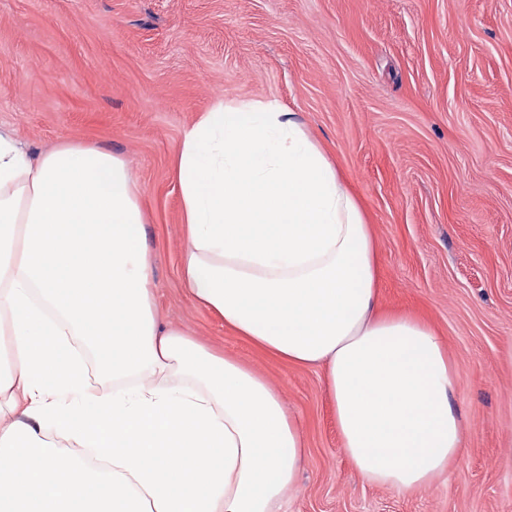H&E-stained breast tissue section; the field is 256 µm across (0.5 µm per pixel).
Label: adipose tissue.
<instances>
[{
	"mask_svg": "<svg viewBox=\"0 0 512 512\" xmlns=\"http://www.w3.org/2000/svg\"><path fill=\"white\" fill-rule=\"evenodd\" d=\"M174 173L192 298L323 368L367 481L412 491L445 472L463 452L459 369L428 324L379 309L371 226L295 113L216 101ZM0 335V512H284L299 428L262 376L159 329L122 157L73 141L32 156L0 133Z\"/></svg>",
	"mask_w": 512,
	"mask_h": 512,
	"instance_id": "ef3b65f1",
	"label": "adipose tissue"
}]
</instances>
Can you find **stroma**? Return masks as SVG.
Segmentation results:
<instances>
[{
  "instance_id": "stroma-1",
  "label": "stroma",
  "mask_w": 512,
  "mask_h": 512,
  "mask_svg": "<svg viewBox=\"0 0 512 512\" xmlns=\"http://www.w3.org/2000/svg\"><path fill=\"white\" fill-rule=\"evenodd\" d=\"M220 98L296 113L362 202L382 309L430 324L458 365L464 452L435 482L365 481L323 369L189 296L174 159ZM0 130L126 160L161 327L264 376L298 424L286 512H512V0H0Z\"/></svg>"
}]
</instances>
